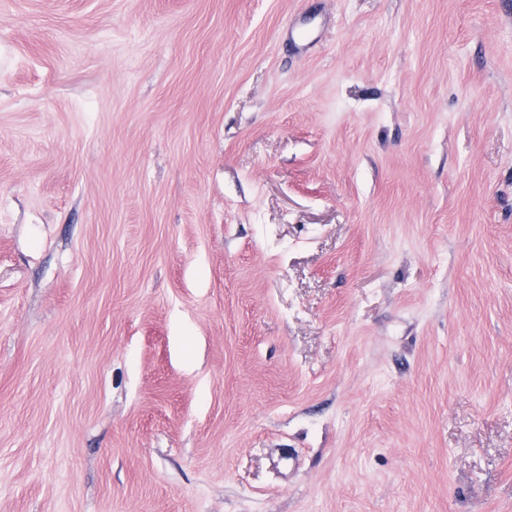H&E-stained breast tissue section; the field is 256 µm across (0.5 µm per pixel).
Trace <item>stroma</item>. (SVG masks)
Segmentation results:
<instances>
[{
  "label": "stroma",
  "instance_id": "1",
  "mask_svg": "<svg viewBox=\"0 0 512 512\" xmlns=\"http://www.w3.org/2000/svg\"><path fill=\"white\" fill-rule=\"evenodd\" d=\"M0 512H512V0H0Z\"/></svg>",
  "mask_w": 512,
  "mask_h": 512
}]
</instances>
